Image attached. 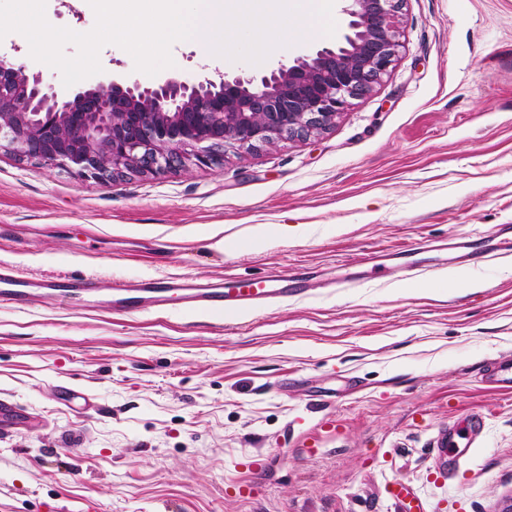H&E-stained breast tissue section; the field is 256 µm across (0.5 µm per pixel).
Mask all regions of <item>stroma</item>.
<instances>
[{"label": "stroma", "mask_w": 512, "mask_h": 512, "mask_svg": "<svg viewBox=\"0 0 512 512\" xmlns=\"http://www.w3.org/2000/svg\"><path fill=\"white\" fill-rule=\"evenodd\" d=\"M46 18L95 25L88 0ZM399 25L391 74L301 140L107 182L0 153V264L93 286L0 303V396L38 422L0 432V512H394L393 480L428 512L512 505V394L485 381L512 359V0H406ZM171 54L192 82L255 69ZM471 241L484 258L459 263ZM228 276L308 289L248 311L110 302ZM473 413L447 481L436 442Z\"/></svg>", "instance_id": "35a3bbf8"}]
</instances>
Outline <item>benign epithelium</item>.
I'll list each match as a JSON object with an SVG mask.
<instances>
[{"instance_id":"7a95c632","label":"benign epithelium","mask_w":512,"mask_h":512,"mask_svg":"<svg viewBox=\"0 0 512 512\" xmlns=\"http://www.w3.org/2000/svg\"><path fill=\"white\" fill-rule=\"evenodd\" d=\"M332 48L263 73L188 82L112 77L73 90L0 53V149L84 178L158 173L219 149L274 146L327 129L395 66L403 0H342Z\"/></svg>"}]
</instances>
